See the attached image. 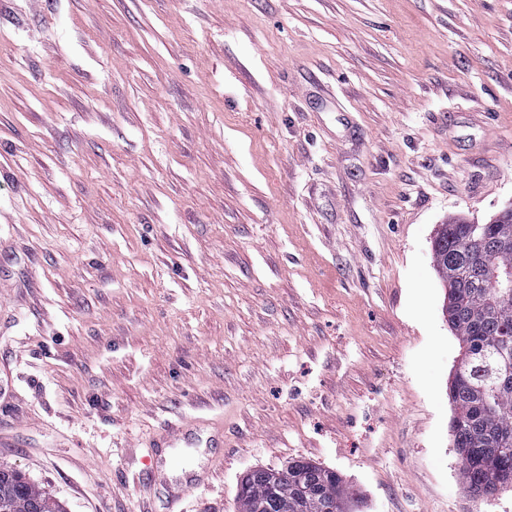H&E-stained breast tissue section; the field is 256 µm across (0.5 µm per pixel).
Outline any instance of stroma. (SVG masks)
<instances>
[{"instance_id": "stroma-1", "label": "stroma", "mask_w": 512, "mask_h": 512, "mask_svg": "<svg viewBox=\"0 0 512 512\" xmlns=\"http://www.w3.org/2000/svg\"><path fill=\"white\" fill-rule=\"evenodd\" d=\"M512 203V0H0V463L65 512H238L335 470L467 494L432 240ZM212 467L171 503L148 439ZM288 469H296L303 473L310 484L307 496L300 493L293 485V481L279 478L272 481L276 473L269 469H257L249 473L240 483L237 490V503L239 512H254L256 502L264 499L274 500L278 497H288L283 512H325L329 503H337L345 512L347 503L353 498V492L343 482L337 472L304 460H293L288 463ZM288 500L294 506L288 509ZM334 512L332 508H326Z\"/></svg>"}]
</instances>
